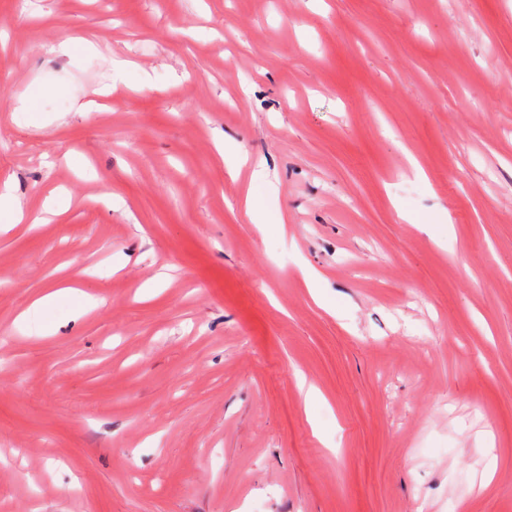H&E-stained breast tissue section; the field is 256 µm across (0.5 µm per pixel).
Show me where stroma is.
<instances>
[{
  "instance_id": "35a3bbf8",
  "label": "stroma",
  "mask_w": 512,
  "mask_h": 512,
  "mask_svg": "<svg viewBox=\"0 0 512 512\" xmlns=\"http://www.w3.org/2000/svg\"><path fill=\"white\" fill-rule=\"evenodd\" d=\"M1 99L0 512H512V0H0ZM2 211L7 215V224H22L29 216L21 201L8 191L0 194V212Z\"/></svg>"
}]
</instances>
